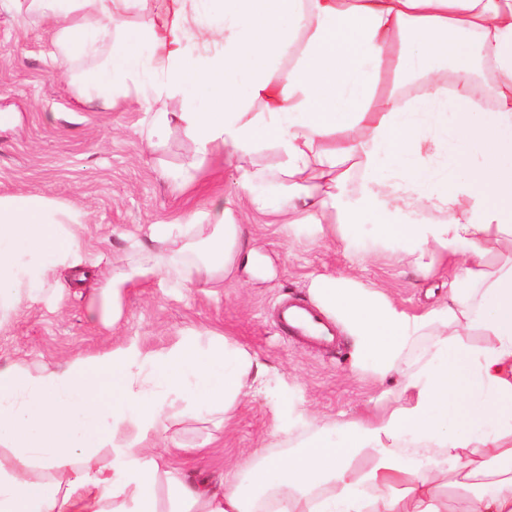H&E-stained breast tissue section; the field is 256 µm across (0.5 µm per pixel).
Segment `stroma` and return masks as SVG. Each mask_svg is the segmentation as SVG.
<instances>
[{
    "instance_id": "obj_1",
    "label": "stroma",
    "mask_w": 512,
    "mask_h": 512,
    "mask_svg": "<svg viewBox=\"0 0 512 512\" xmlns=\"http://www.w3.org/2000/svg\"><path fill=\"white\" fill-rule=\"evenodd\" d=\"M54 52L46 20L0 8V195L23 192L78 208L82 221L70 230L85 257L78 268L35 280L0 320V357L37 374L117 342L155 353L197 334L233 338L265 366L264 384L228 421L205 414L171 421L160 445L196 449V456L176 461L191 475L217 477L267 453L288 454V428L300 412L317 425L380 413L395 398L397 380H376L355 365L346 336L333 349L298 343L280 330L273 310L288 296L309 301L312 277L323 274L352 276L419 315L442 301L445 277L422 278L412 256L376 240L370 225L351 228L357 246L351 253L301 215L288 222L256 211L223 156L207 159L198 182L180 185L174 173L196 159L191 137L174 127L163 142L147 146L152 104L134 97L108 109L84 101L74 82L59 77ZM220 198L231 202L257 250L254 268L220 288L155 275L131 281L117 302L101 291L113 271L134 267L153 249L151 225L186 222ZM116 304L121 318L105 326Z\"/></svg>"
}]
</instances>
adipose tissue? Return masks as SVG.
<instances>
[{
	"instance_id": "ef3b65f1",
	"label": "adipose tissue",
	"mask_w": 512,
	"mask_h": 512,
	"mask_svg": "<svg viewBox=\"0 0 512 512\" xmlns=\"http://www.w3.org/2000/svg\"><path fill=\"white\" fill-rule=\"evenodd\" d=\"M1 1L50 20L55 61L82 95L111 107L139 91L158 107L148 138L176 125L200 160L227 153L257 209L302 213L324 235L371 224L408 247L425 278L434 252L454 263L447 302L417 316L354 280H312L356 363L400 376L399 392L379 416L321 428L288 458L255 459L241 482L195 481L156 449L174 403L225 415L261 377L257 355L229 337L155 354L117 344L37 375L0 358V512H449L452 489L470 512H512V260L487 251L512 240V0H221L208 26L181 5L169 21L133 25L138 0ZM88 57L94 69L74 74ZM479 57L498 78L489 110L472 93ZM279 58L289 66L277 77ZM174 97L182 110L165 111ZM262 140L281 153L277 168L247 166ZM474 155L479 166L465 168ZM352 159L366 178L344 207L330 185ZM260 181L277 197L255 194ZM336 209L343 225H321ZM78 217L42 196H0V312L34 272L78 260L67 232ZM152 237L163 251L113 272L103 285L113 297L158 274L227 281L254 253L220 200ZM474 331L482 343L466 342Z\"/></svg>"
}]
</instances>
